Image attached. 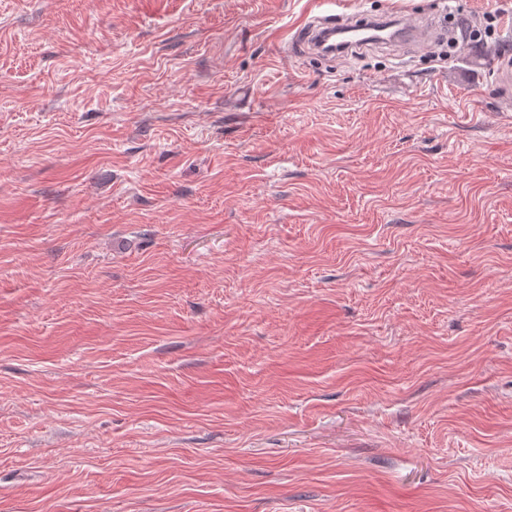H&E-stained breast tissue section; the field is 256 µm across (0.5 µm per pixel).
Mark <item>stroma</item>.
Returning a JSON list of instances; mask_svg holds the SVG:
<instances>
[{
	"label": "stroma",
	"mask_w": 512,
	"mask_h": 512,
	"mask_svg": "<svg viewBox=\"0 0 512 512\" xmlns=\"http://www.w3.org/2000/svg\"><path fill=\"white\" fill-rule=\"evenodd\" d=\"M0 0V512H512V0ZM337 17V20H336ZM318 25L312 24L308 26L307 30L301 35L295 38L294 46L296 50H300L305 44L310 43L313 48L318 47L319 37L327 31L336 33V30L342 32H349L357 29H364L368 26H372L380 22L378 20H364L360 22H353L351 20L345 21L342 14L336 15V11H330L329 14L325 15L322 21L318 22ZM317 29H314L316 28ZM397 29L400 35L393 41L428 43L437 34L434 27L429 25L423 16L411 17L405 20Z\"/></svg>",
	"instance_id": "obj_1"
}]
</instances>
